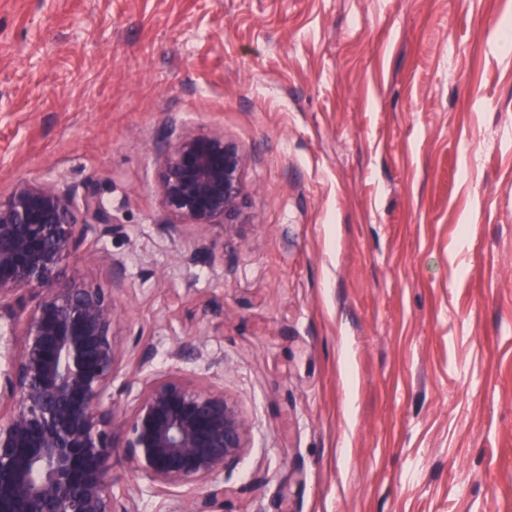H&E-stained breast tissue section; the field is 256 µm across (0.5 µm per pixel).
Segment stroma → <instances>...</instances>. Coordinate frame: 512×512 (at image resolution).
I'll return each instance as SVG.
<instances>
[{
  "label": "stroma",
  "instance_id": "obj_1",
  "mask_svg": "<svg viewBox=\"0 0 512 512\" xmlns=\"http://www.w3.org/2000/svg\"><path fill=\"white\" fill-rule=\"evenodd\" d=\"M171 129L244 150V224L164 231ZM21 180L112 214L59 278L118 304L121 406L172 373L238 404L213 512H512V0H0ZM112 483L192 495L120 451Z\"/></svg>",
  "mask_w": 512,
  "mask_h": 512
}]
</instances>
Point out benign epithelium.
Masks as SVG:
<instances>
[{"label":"benign epithelium","instance_id":"benign-epithelium-1","mask_svg":"<svg viewBox=\"0 0 512 512\" xmlns=\"http://www.w3.org/2000/svg\"><path fill=\"white\" fill-rule=\"evenodd\" d=\"M164 228H230L243 214L247 156L222 132L178 133L157 150ZM112 231L95 187L19 181L0 196V314L19 342L0 369V512H117L112 458L122 439L144 492L194 485L186 512H210L217 479L246 447L247 423L217 389L172 374L127 411L112 398L120 363L115 301L58 279L63 259Z\"/></svg>","mask_w":512,"mask_h":512}]
</instances>
